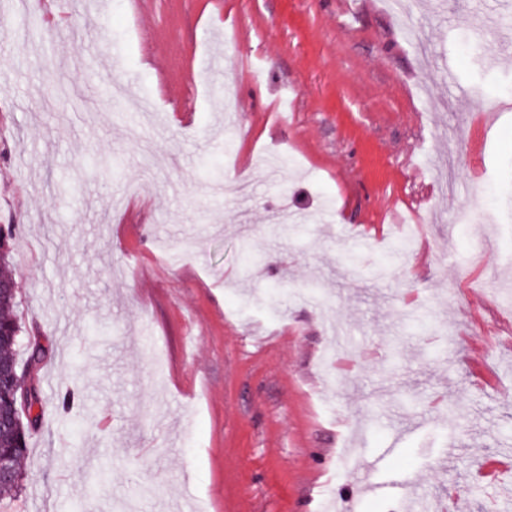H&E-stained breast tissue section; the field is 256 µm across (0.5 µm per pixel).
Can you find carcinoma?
Here are the masks:
<instances>
[{
	"mask_svg": "<svg viewBox=\"0 0 512 512\" xmlns=\"http://www.w3.org/2000/svg\"><path fill=\"white\" fill-rule=\"evenodd\" d=\"M12 226L0 225V453L10 458L14 477L0 483V503L9 504L21 488L23 474L20 464L26 455L29 428L32 421H23L22 415L11 416L16 405L14 389L18 366L14 351L20 342L21 326L12 314L16 300V288L9 272L6 257L10 249ZM65 415L68 416L72 432L83 433L92 424V413L83 409L72 413L70 398L63 399Z\"/></svg>",
	"mask_w": 512,
	"mask_h": 512,
	"instance_id": "1",
	"label": "carcinoma"
}]
</instances>
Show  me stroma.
<instances>
[{
    "label": "stroma",
    "mask_w": 512,
    "mask_h": 512,
    "mask_svg": "<svg viewBox=\"0 0 512 512\" xmlns=\"http://www.w3.org/2000/svg\"><path fill=\"white\" fill-rule=\"evenodd\" d=\"M108 2L0 0V225L40 415L11 512H325L316 475L339 512H512V471L476 475L512 455V0ZM69 390L95 415L76 444ZM347 438L410 497L340 475Z\"/></svg>",
    "instance_id": "35a3bbf8"
}]
</instances>
